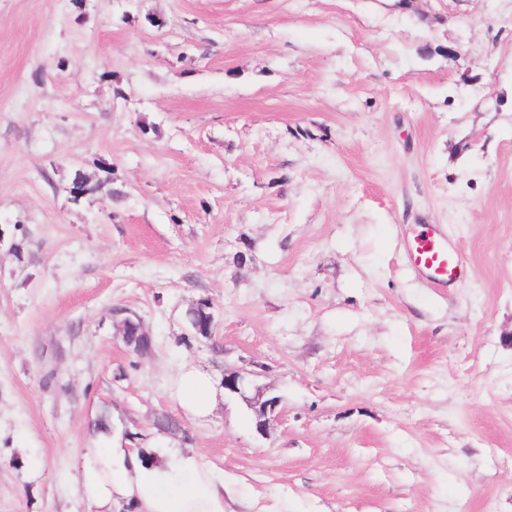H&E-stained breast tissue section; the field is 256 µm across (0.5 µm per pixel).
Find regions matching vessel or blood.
<instances>
[{
  "label": "vessel or blood",
  "instance_id": "b4317fda",
  "mask_svg": "<svg viewBox=\"0 0 512 512\" xmlns=\"http://www.w3.org/2000/svg\"><path fill=\"white\" fill-rule=\"evenodd\" d=\"M404 248L411 269L438 286L459 279L463 264L453 248L447 230L437 225H417L404 239Z\"/></svg>",
  "mask_w": 512,
  "mask_h": 512
}]
</instances>
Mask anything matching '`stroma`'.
Here are the masks:
<instances>
[{"instance_id":"obj_1","label":"stroma","mask_w":512,"mask_h":512,"mask_svg":"<svg viewBox=\"0 0 512 512\" xmlns=\"http://www.w3.org/2000/svg\"><path fill=\"white\" fill-rule=\"evenodd\" d=\"M0 230V512H85L104 412L228 512H512V0H0ZM417 225L404 239V248L411 269L438 286L459 279L464 265L453 248L447 230L438 225ZM112 324L116 328V334L121 336L126 347L132 345L130 341L132 337L138 340L139 345L132 349L137 356H145L151 352L153 346L152 336L139 317L124 309L115 308L112 310ZM131 332H133V335H131ZM182 406L196 416L207 415L215 402L211 383L207 374L200 371L185 373L180 379ZM279 399L276 396L260 400L259 397L252 403V408L258 418V429L260 432H265L270 422L276 418V408Z\"/></svg>"}]
</instances>
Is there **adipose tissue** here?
Wrapping results in <instances>:
<instances>
[{"mask_svg": "<svg viewBox=\"0 0 512 512\" xmlns=\"http://www.w3.org/2000/svg\"><path fill=\"white\" fill-rule=\"evenodd\" d=\"M182 405L207 415L215 402L207 374L185 373L180 379ZM160 466L122 448L89 449L80 469L87 512H117L122 503L137 512H224V481L204 468L193 454L169 449Z\"/></svg>", "mask_w": 512, "mask_h": 512, "instance_id": "obj_1", "label": "adipose tissue"}]
</instances>
